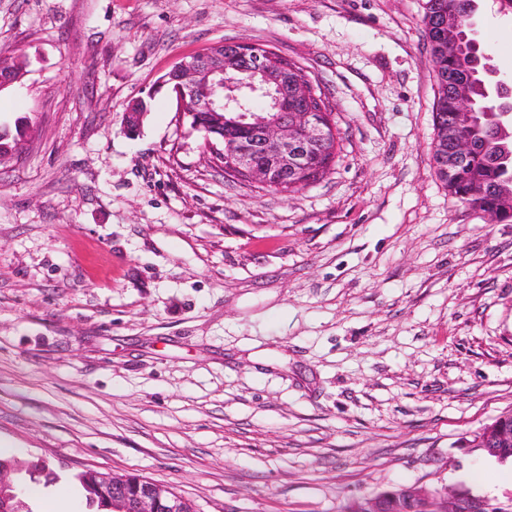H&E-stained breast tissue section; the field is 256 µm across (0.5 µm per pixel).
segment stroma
<instances>
[{"label":"stroma","mask_w":512,"mask_h":512,"mask_svg":"<svg viewBox=\"0 0 512 512\" xmlns=\"http://www.w3.org/2000/svg\"><path fill=\"white\" fill-rule=\"evenodd\" d=\"M422 0H0L30 58L0 126V454L33 512H93L88 467L197 512H342L400 485L512 499L472 446L512 411V222L431 165ZM477 38L512 85V11ZM300 63L343 150L293 197L227 178L159 78L219 42ZM148 114L124 134L130 101ZM500 474L487 486L480 472ZM0 468H8L10 470H0V511L14 512L12 499L14 497L12 490L14 485L10 479L12 470H26L30 474H44L47 479L53 478L54 472L49 462L37 460H22L17 457L2 458L0 456Z\"/></svg>","instance_id":"1"}]
</instances>
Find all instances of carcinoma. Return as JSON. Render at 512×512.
Segmentation results:
<instances>
[{
	"label": "carcinoma",
	"instance_id": "carcinoma-1",
	"mask_svg": "<svg viewBox=\"0 0 512 512\" xmlns=\"http://www.w3.org/2000/svg\"><path fill=\"white\" fill-rule=\"evenodd\" d=\"M477 0H423L425 37L434 66L437 86L433 119L435 137L431 159L438 163L434 171L448 196L477 213L493 215V221H512V124L500 125L494 97L493 73L489 57L482 47H473L475 38L468 28L469 14ZM466 41L462 53L458 42ZM15 76L27 73L29 60L23 53L0 55ZM471 102L472 115L462 113L460 103ZM325 154L316 157L312 183L324 180L333 170L341 153L339 128L328 130ZM0 468L26 470L30 474L54 475L46 461L0 457ZM86 502L102 512H111L112 504L96 488L93 474L76 475Z\"/></svg>",
	"mask_w": 512,
	"mask_h": 512
}]
</instances>
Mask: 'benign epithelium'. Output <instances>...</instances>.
I'll return each mask as SVG.
<instances>
[{"label":"benign epithelium","instance_id":"1","mask_svg":"<svg viewBox=\"0 0 512 512\" xmlns=\"http://www.w3.org/2000/svg\"><path fill=\"white\" fill-rule=\"evenodd\" d=\"M236 56L245 63L242 74L264 77L265 85L226 77L224 55L209 54L202 61L189 58L175 66L177 78L173 90L181 112L192 116L205 112L215 121L213 130H224V125L235 126L241 136L227 143L230 165L224 175L233 179L242 176L246 182L264 189L288 182V177L301 173L315 145L326 138L323 120L305 107V101L314 94L315 85L302 81L290 86L285 74L275 66L273 57L259 45L238 43ZM248 91L270 96L275 101L273 112H229L231 101ZM483 444L512 445V431L501 424L489 427L482 437ZM98 489L111 496L112 512H159L168 505L169 512H183V502L171 489L151 481L131 488L128 476L92 469ZM12 471L0 470V512H14L12 499L14 485ZM415 497L423 500L427 509L436 512H502L504 505L492 503L458 491H420ZM367 512H396V496L382 492L367 499Z\"/></svg>","mask_w":512,"mask_h":512}]
</instances>
